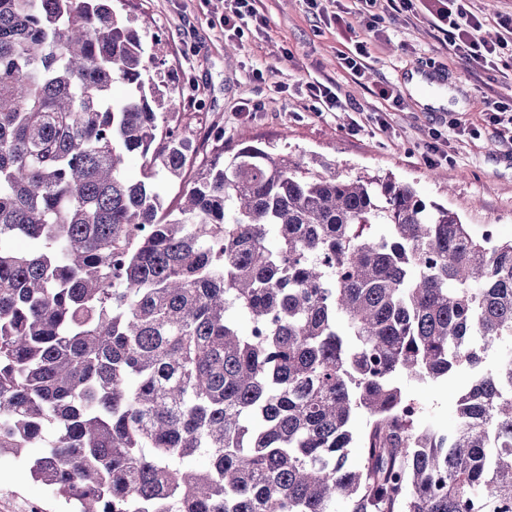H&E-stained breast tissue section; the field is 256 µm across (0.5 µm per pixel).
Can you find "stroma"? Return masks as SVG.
<instances>
[{
    "instance_id": "1",
    "label": "stroma",
    "mask_w": 512,
    "mask_h": 512,
    "mask_svg": "<svg viewBox=\"0 0 512 512\" xmlns=\"http://www.w3.org/2000/svg\"><path fill=\"white\" fill-rule=\"evenodd\" d=\"M266 23L224 34V0H129L147 45L164 57V70L176 90L193 92L183 119L201 147L212 124L224 128L225 143L240 130L258 141L317 156L337 172L392 175L412 184L425 201L457 212L475 231L491 227L512 237V141L484 120L485 98L512 103V54L480 66L454 55L432 15L415 0L394 9L378 0L373 30L357 25L369 58L362 78H353L338 60L349 45L326 17L308 12L302 0H259ZM432 68L459 93L441 110L424 112L405 83L411 73ZM332 88L342 110L324 112L306 85ZM397 89L392 105L376 93ZM388 130H380L379 119ZM446 138L447 161L426 159L433 132ZM468 371L452 380L397 383L422 407L425 424L452 426ZM27 456L0 455V512H64L63 502L41 483L27 479Z\"/></svg>"
}]
</instances>
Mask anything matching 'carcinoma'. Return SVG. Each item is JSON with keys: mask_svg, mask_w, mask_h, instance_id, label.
I'll list each match as a JSON object with an SVG mask.
<instances>
[{"mask_svg": "<svg viewBox=\"0 0 512 512\" xmlns=\"http://www.w3.org/2000/svg\"><path fill=\"white\" fill-rule=\"evenodd\" d=\"M161 66L112 0H0V454L75 512H512V239L245 130L168 211ZM469 380L468 370H462L450 381L446 379L417 382L406 377H399L397 384L416 401L409 404L412 415L421 414L423 424H438L450 427L455 423L456 407L459 397L465 392Z\"/></svg>", "mask_w": 512, "mask_h": 512, "instance_id": "1", "label": "carcinoma"}]
</instances>
